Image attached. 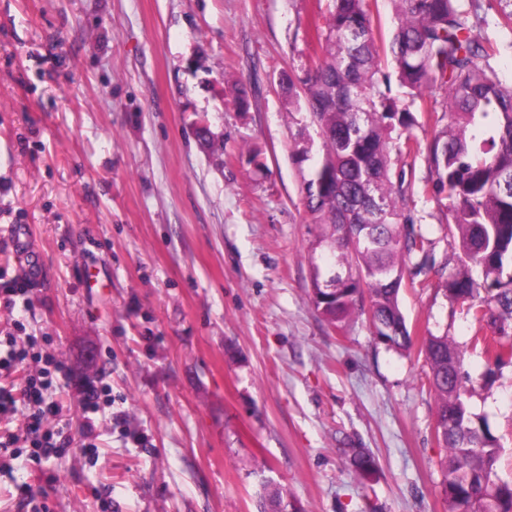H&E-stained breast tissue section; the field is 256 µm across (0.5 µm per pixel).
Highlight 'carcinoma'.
I'll list each match as a JSON object with an SVG mask.
<instances>
[{"label":"carcinoma","instance_id":"obj_1","mask_svg":"<svg viewBox=\"0 0 512 512\" xmlns=\"http://www.w3.org/2000/svg\"><path fill=\"white\" fill-rule=\"evenodd\" d=\"M395 23L389 40L375 32L366 0H329L322 57L303 83L304 104L322 130V155L297 150L309 163L303 190L307 209L328 229V267L336 283L315 281L313 305L331 324L368 309L378 337L388 346L411 345L399 293L404 258L416 270L436 269L432 242L404 214L411 184L403 165L402 131L412 111L392 95L397 83L411 101L448 114L428 152L425 186L447 201L468 261L482 280L467 273L444 279L445 291L469 303L472 320L500 323L499 337L475 335L473 347L496 363L512 357V87L488 63L499 45L482 34L481 0H392ZM448 91L440 100L437 93ZM437 400L435 434L440 495L448 512H512V479L499 474L502 447L485 419L470 410L461 377L462 351L446 336L424 337ZM352 473L373 479L377 462L366 448H346ZM282 492H266L261 512H288Z\"/></svg>","mask_w":512,"mask_h":512}]
</instances>
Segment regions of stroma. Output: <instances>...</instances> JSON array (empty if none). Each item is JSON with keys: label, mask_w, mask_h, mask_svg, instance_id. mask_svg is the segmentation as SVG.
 <instances>
[{"label": "stroma", "mask_w": 512, "mask_h": 512, "mask_svg": "<svg viewBox=\"0 0 512 512\" xmlns=\"http://www.w3.org/2000/svg\"><path fill=\"white\" fill-rule=\"evenodd\" d=\"M327 0H0V281L28 255L29 309L0 308L63 361L56 458L13 461L0 512H257L264 484L298 512H447L436 398L418 346L449 337L512 477V363L471 349L466 303L437 277L403 288L415 341L382 343L367 314L342 327L311 302L325 227L295 153L321 141L280 87L320 54ZM512 0H485L491 64L512 86ZM249 91L237 106L234 83ZM422 151L403 204L449 272L466 269L448 211L424 192L436 126L412 105ZM208 124L211 147L195 137ZM25 228L28 253L8 231ZM113 404L82 446L77 387ZM378 463L365 487L344 455ZM32 488L19 505L16 484Z\"/></svg>", "instance_id": "35a3bbf8"}]
</instances>
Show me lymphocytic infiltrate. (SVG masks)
<instances>
[{"instance_id":"obj_1","label":"lymphocytic infiltrate","mask_w":512,"mask_h":512,"mask_svg":"<svg viewBox=\"0 0 512 512\" xmlns=\"http://www.w3.org/2000/svg\"><path fill=\"white\" fill-rule=\"evenodd\" d=\"M39 347V337L31 333L0 338V371L20 375L18 383L0 385V419L7 425L0 433V468L23 456L47 461L71 445L70 436L50 424L58 411L52 388L64 366L55 357L41 355Z\"/></svg>"}]
</instances>
